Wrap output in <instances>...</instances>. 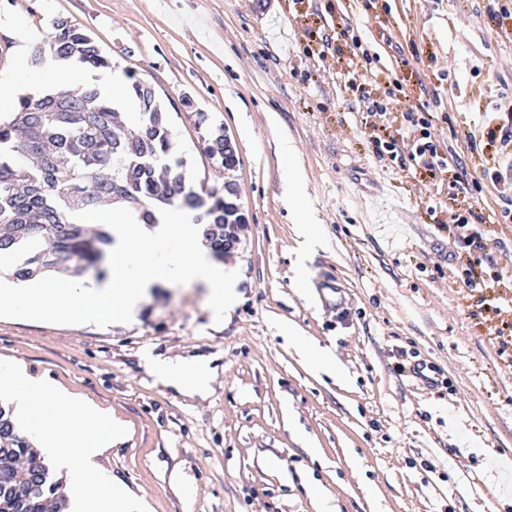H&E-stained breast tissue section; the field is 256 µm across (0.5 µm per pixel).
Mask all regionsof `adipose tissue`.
Segmentation results:
<instances>
[{"label": "adipose tissue", "mask_w": 512, "mask_h": 512, "mask_svg": "<svg viewBox=\"0 0 512 512\" xmlns=\"http://www.w3.org/2000/svg\"><path fill=\"white\" fill-rule=\"evenodd\" d=\"M82 219L107 225L112 233L107 278L76 285L55 279L19 285L0 276V312L108 327L117 320L135 319L150 288L176 281L206 288L214 322H222L236 306L233 271L212 260L189 211L179 207L159 210L153 224L134 223L127 214L114 210L86 213ZM144 366L156 382L192 400L207 399L222 370L216 353L174 359L148 353Z\"/></svg>", "instance_id": "adipose-tissue-1"}]
</instances>
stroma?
Instances as JSON below:
<instances>
[{"label":"stroma","instance_id":"35a3bbf8","mask_svg":"<svg viewBox=\"0 0 512 512\" xmlns=\"http://www.w3.org/2000/svg\"><path fill=\"white\" fill-rule=\"evenodd\" d=\"M379 2L404 30L401 48L363 0H276L260 20L249 0H0L13 20L0 28V79L30 94L101 79L68 65L49 78L17 56L20 35L41 44L69 17L114 75L155 88L191 184L238 186L247 225L224 262L240 301L222 323L205 288L178 282L106 329L0 314V359L126 422L97 463L149 512H318L312 482L328 512H512V368L490 322L470 318L465 273L448 260L438 223L452 191L424 177L410 148L373 156L349 67L363 57L359 80L380 83L389 112L433 113L437 139L471 174L466 134L512 97V43L491 33L487 0ZM218 126L239 151L228 174L203 153ZM286 138L306 176L308 250L288 201ZM470 203L492 233L486 274L512 302V226L497 217L512 188ZM290 330L330 347L340 379L287 343ZM146 350L218 351L224 372L196 402L155 383ZM400 362L429 365L431 384H412Z\"/></svg>","mask_w":512,"mask_h":512}]
</instances>
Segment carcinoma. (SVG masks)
<instances>
[{"label": "carcinoma", "mask_w": 512, "mask_h": 512, "mask_svg": "<svg viewBox=\"0 0 512 512\" xmlns=\"http://www.w3.org/2000/svg\"><path fill=\"white\" fill-rule=\"evenodd\" d=\"M89 69L112 62L96 42L58 17L50 40L31 53L32 66L46 58ZM132 79L128 94L139 111L125 122L121 101L94 82L37 96L24 94L16 111L0 118V255L22 257L14 275L31 280L49 272L80 276L94 266L103 276L112 236L104 225L74 220L105 205L122 204L144 224L155 223L152 207L177 205L197 213L212 256L233 253L224 240L247 223L238 189L198 192L186 180L184 161L172 154V134L154 88ZM204 153L226 172L240 166L234 142L219 127ZM63 512V481L20 435L11 412L0 405V512Z\"/></svg>", "instance_id": "carcinoma-1"}]
</instances>
